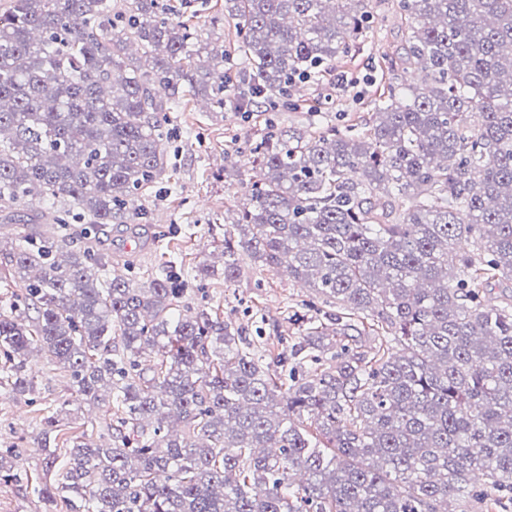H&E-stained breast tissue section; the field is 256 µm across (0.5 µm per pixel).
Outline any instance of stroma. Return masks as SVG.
<instances>
[{
  "mask_svg": "<svg viewBox=\"0 0 512 512\" xmlns=\"http://www.w3.org/2000/svg\"><path fill=\"white\" fill-rule=\"evenodd\" d=\"M370 23L364 50L337 59L331 74L301 85L297 111L242 113L210 111L205 102H187L173 136L164 143L166 172L130 206L138 215V236L96 235L98 248L111 251L112 272L141 287L151 270L163 264L194 267L222 265L225 218L236 217L255 176L251 149L270 124L312 130V107L330 112L341 124L368 120L377 92L354 79L386 65L400 52L408 20L398 0H370ZM240 272L232 283L220 278L191 282L189 307L218 309L225 321L277 353L289 349L297 326L292 314H313L309 288L271 267L238 253ZM28 368L33 392L5 391L0 396V450H11L29 477L44 476L48 456L40 448L39 415L47 403L71 399L69 378L41 352H33ZM0 512H56L25 481L0 484Z\"/></svg>",
  "mask_w": 512,
  "mask_h": 512,
  "instance_id": "obj_1",
  "label": "stroma"
}]
</instances>
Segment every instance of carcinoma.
Returning a JSON list of instances; mask_svg holds the SVG:
<instances>
[{
  "label": "carcinoma",
  "instance_id": "1",
  "mask_svg": "<svg viewBox=\"0 0 512 512\" xmlns=\"http://www.w3.org/2000/svg\"><path fill=\"white\" fill-rule=\"evenodd\" d=\"M368 0H224L234 51L197 11L163 0H10L0 9V213L49 227L12 253L0 302V387L34 389L38 348L75 402L112 392V439H72L33 492L65 512H458L512 505V0H399L396 74L365 124L270 126L224 266L167 270L133 288L112 254L65 251L72 218L129 224L128 199L167 168L171 113L202 99L249 113L355 50ZM247 65L231 68L232 54ZM468 251L458 250L461 241ZM243 249L284 266L331 308L262 363L205 309L190 278L233 282ZM371 336L368 351L356 345ZM157 351L144 371L143 355ZM49 407L47 439L71 418ZM183 424L182 433L173 430ZM21 478L0 452V482Z\"/></svg>",
  "mask_w": 512,
  "mask_h": 512
}]
</instances>
